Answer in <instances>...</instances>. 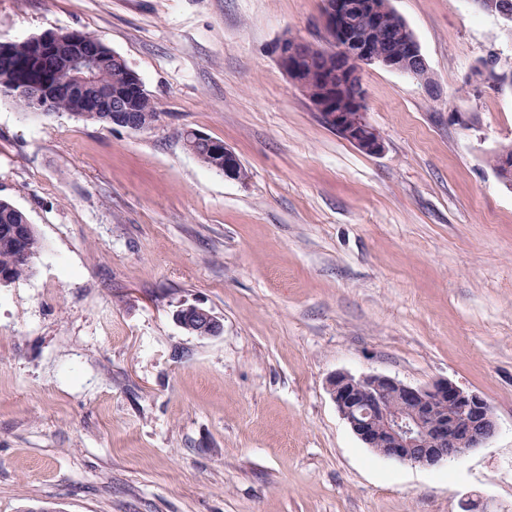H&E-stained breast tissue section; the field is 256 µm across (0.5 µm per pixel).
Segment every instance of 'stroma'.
Returning <instances> with one entry per match:
<instances>
[{
    "label": "stroma",
    "instance_id": "stroma-1",
    "mask_svg": "<svg viewBox=\"0 0 512 512\" xmlns=\"http://www.w3.org/2000/svg\"><path fill=\"white\" fill-rule=\"evenodd\" d=\"M391 5L432 82L363 66L370 156L277 60L285 36L327 44L323 0H0V40L98 35L160 112L133 131L0 99V198L43 244L0 285V512H512V188L489 165L512 90L474 73L512 69V24ZM184 302L221 334L183 330ZM338 372L450 380L496 432L433 468L385 458L338 412ZM184 134L185 130L181 132V138L184 141L186 149L191 152L194 151V146L197 143H206L197 145L195 150V157L203 166L221 175V173L216 170L215 166L213 165L215 160L214 157H217L218 161L221 157L224 160V167L217 168L224 172L225 179L235 181H242L245 179L244 166L242 165L237 155L229 147H227L226 144L211 143L213 146H209L211 148L210 152L207 142L210 140L215 141L214 138L194 128H188L186 130V140H184ZM175 319L181 328L194 331L202 338L216 334L222 326L218 317L200 304H181L176 310ZM189 333L196 335L193 332Z\"/></svg>",
    "mask_w": 512,
    "mask_h": 512
}]
</instances>
